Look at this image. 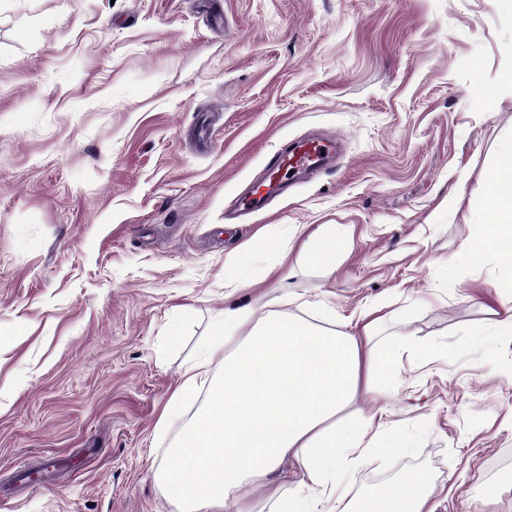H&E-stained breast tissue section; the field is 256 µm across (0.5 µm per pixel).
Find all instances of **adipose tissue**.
Masks as SVG:
<instances>
[{
	"instance_id": "obj_1",
	"label": "adipose tissue",
	"mask_w": 512,
	"mask_h": 512,
	"mask_svg": "<svg viewBox=\"0 0 512 512\" xmlns=\"http://www.w3.org/2000/svg\"><path fill=\"white\" fill-rule=\"evenodd\" d=\"M484 211L505 256L501 285L512 291V153L490 175ZM226 299L172 396L181 403L210 381L204 407L170 450L182 466L155 472L182 512H224L245 486L278 481L291 458L301 478L289 512H320L326 503L334 512H426L431 486L421 475L354 506L339 493V475L380 452L367 438L374 418L358 428L342 414L363 375L386 370L399 346L372 342L370 323L355 333L291 315L285 296L260 313L238 291Z\"/></svg>"
}]
</instances>
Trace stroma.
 Wrapping results in <instances>:
<instances>
[{"instance_id":"stroma-1","label":"stroma","mask_w":512,"mask_h":512,"mask_svg":"<svg viewBox=\"0 0 512 512\" xmlns=\"http://www.w3.org/2000/svg\"><path fill=\"white\" fill-rule=\"evenodd\" d=\"M511 72L501 0H0V512H180L154 472L201 395L159 420L233 288L412 337L346 410L383 424L348 499L420 474L432 512H512V337L481 333L512 294L498 252L467 255ZM315 130L342 158L225 223ZM299 477L225 510L276 512ZM321 246L316 251V257L320 260L324 271H332L335 267L336 258V225H327L323 235Z\"/></svg>"}]
</instances>
